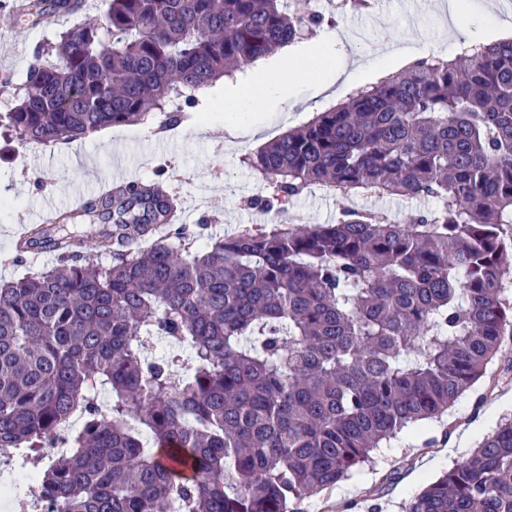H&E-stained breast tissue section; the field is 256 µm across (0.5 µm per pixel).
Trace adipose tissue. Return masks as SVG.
Returning a JSON list of instances; mask_svg holds the SVG:
<instances>
[{
  "mask_svg": "<svg viewBox=\"0 0 512 512\" xmlns=\"http://www.w3.org/2000/svg\"><path fill=\"white\" fill-rule=\"evenodd\" d=\"M435 46L431 43H415L408 46L398 42L390 43L384 56L364 55L360 59L351 56V44L346 37H334L321 40L307 49L297 47L286 48L276 58L272 67H259L254 71L256 83L251 92L243 93L238 89H230L228 97L234 102L225 115V124L230 130H237L239 126L252 122L251 112L254 106L261 101L284 99L287 80H269L270 71L276 70L280 74L292 71L301 74L307 81L323 84L327 74H334L337 83L344 86L360 84L363 72H370L372 76L383 77L389 69L404 66L418 59L427 57L434 52Z\"/></svg>",
  "mask_w": 512,
  "mask_h": 512,
  "instance_id": "adipose-tissue-1",
  "label": "adipose tissue"
}]
</instances>
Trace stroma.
<instances>
[{
    "label": "stroma",
    "mask_w": 512,
    "mask_h": 512,
    "mask_svg": "<svg viewBox=\"0 0 512 512\" xmlns=\"http://www.w3.org/2000/svg\"><path fill=\"white\" fill-rule=\"evenodd\" d=\"M447 0H379L372 8H346L325 15L316 36L345 30L355 39L357 54L375 52L391 42L414 37L423 31L428 42L440 43L439 54L454 58L448 46L444 11ZM97 0L73 15L53 17L51 22L32 25L14 23L0 33V78L21 86L39 46L75 24L101 21ZM292 97L288 104L272 107L261 102L255 107L257 134L224 128V81H217L199 96L190 109L191 117L177 130L144 140L139 125L112 127L110 136L95 133L69 144L21 145L0 130V280L12 281L51 267L54 257L41 253L39 260L15 264L14 242L23 226L39 223L47 203L63 208L71 205L73 188H90L97 177L126 171L129 179L152 177L166 167L177 177L189 205V224L212 217L215 236L234 234L241 225L259 221L260 212L245 207L244 197L253 195L258 182L240 162L242 154L257 150L283 132L308 122L331 103L313 84L289 77ZM347 206L382 211L404 220L419 210H428L425 199L380 198L371 193L349 197L326 190L306 191L294 198L288 220L294 224H332ZM512 415V338L485 374L440 418L404 431L373 453L370 463L336 488L304 498L297 512H401L402 505L417 495L457 461L467 449L456 443L464 430H472L473 441L490 434L500 419ZM429 471H422L423 463Z\"/></svg>",
    "instance_id": "obj_1"
}]
</instances>
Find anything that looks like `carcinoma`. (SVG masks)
<instances>
[{
  "label": "carcinoma",
  "mask_w": 512,
  "mask_h": 512,
  "mask_svg": "<svg viewBox=\"0 0 512 512\" xmlns=\"http://www.w3.org/2000/svg\"><path fill=\"white\" fill-rule=\"evenodd\" d=\"M41 46L0 122L71 143L186 119L195 94L307 38L308 0H101ZM73 0H33L51 22ZM267 215L313 185L427 198L400 222H178L164 177L112 187L17 242L55 264L0 283V448L34 512H294L404 430L441 417L512 336V39L428 56L247 154ZM99 225L100 265L72 224ZM157 339L188 357L149 354ZM110 392L103 411L94 390ZM81 429L60 438L74 414ZM152 438L144 448L142 435ZM403 512H512V418Z\"/></svg>",
  "instance_id": "carcinoma-1"
}]
</instances>
